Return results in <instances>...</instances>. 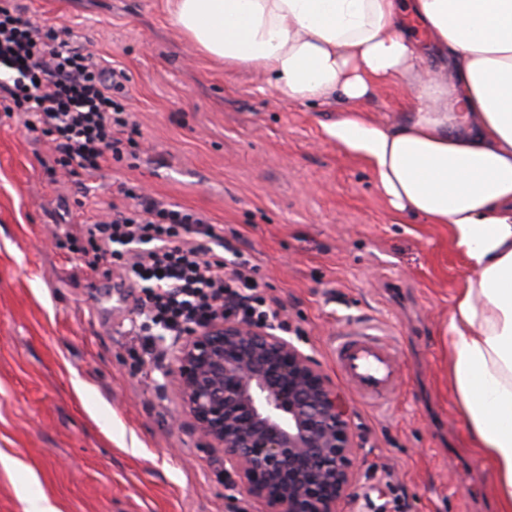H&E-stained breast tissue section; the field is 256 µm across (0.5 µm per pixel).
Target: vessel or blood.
<instances>
[{
  "label": "vessel or blood",
  "mask_w": 512,
  "mask_h": 512,
  "mask_svg": "<svg viewBox=\"0 0 512 512\" xmlns=\"http://www.w3.org/2000/svg\"><path fill=\"white\" fill-rule=\"evenodd\" d=\"M336 369L350 389L378 412L388 409V397L400 380V351L381 326L357 322L330 342Z\"/></svg>",
  "instance_id": "b4317fda"
}]
</instances>
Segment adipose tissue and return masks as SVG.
Returning a JSON list of instances; mask_svg holds the SVG:
<instances>
[{
    "instance_id": "ef3b65f1",
    "label": "adipose tissue",
    "mask_w": 512,
    "mask_h": 512,
    "mask_svg": "<svg viewBox=\"0 0 512 512\" xmlns=\"http://www.w3.org/2000/svg\"><path fill=\"white\" fill-rule=\"evenodd\" d=\"M175 25L296 102L404 81L412 111L324 124L394 219L445 225L463 271L443 333L467 443L512 512V0H175Z\"/></svg>"
}]
</instances>
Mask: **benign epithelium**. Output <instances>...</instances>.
<instances>
[{
    "label": "benign epithelium",
    "mask_w": 512,
    "mask_h": 512,
    "mask_svg": "<svg viewBox=\"0 0 512 512\" xmlns=\"http://www.w3.org/2000/svg\"><path fill=\"white\" fill-rule=\"evenodd\" d=\"M170 374L232 486L266 512H339L359 473L357 435L313 358L267 325L232 315L192 326Z\"/></svg>",
    "instance_id": "1"
}]
</instances>
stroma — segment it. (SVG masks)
Here are the masks:
<instances>
[{"label":"stroma","mask_w":512,"mask_h":512,"mask_svg":"<svg viewBox=\"0 0 512 512\" xmlns=\"http://www.w3.org/2000/svg\"><path fill=\"white\" fill-rule=\"evenodd\" d=\"M127 75L138 156L104 167L90 195L138 187L204 214L257 268L288 336L335 385L359 436L360 476L340 512H498L465 441L448 379L444 321L462 271L447 231L394 223L365 163L327 141L347 108L406 111L403 85L347 104L294 102L250 67L229 70L172 23L173 0H24ZM0 98V512L21 493L61 512H264L232 491L224 459L166 379L172 344L147 355L129 334L111 259L96 270L57 244L81 222L78 192L50 179L48 151ZM371 321L396 341L400 382L380 414L339 376L329 343ZM19 468H11V461Z\"/></svg>","instance_id":"35a3bbf8"}]
</instances>
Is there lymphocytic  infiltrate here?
Here are the masks:
<instances>
[{
	"instance_id": "obj_1",
	"label": "lymphocytic infiltrate",
	"mask_w": 512,
	"mask_h": 512,
	"mask_svg": "<svg viewBox=\"0 0 512 512\" xmlns=\"http://www.w3.org/2000/svg\"><path fill=\"white\" fill-rule=\"evenodd\" d=\"M0 67L10 73L0 94L51 145L43 161L48 175L64 171L85 188L132 145L137 124L123 97V70L85 51L72 30L36 20L22 0H0ZM121 193L125 204L93 202L99 219L64 225L54 237L87 268L107 256L120 262L125 280L141 292V321L131 334L144 351L153 350L156 331L178 337L227 308L257 324L278 319L258 293L255 266L237 250L217 255L224 244L217 225L144 192Z\"/></svg>"
}]
</instances>
